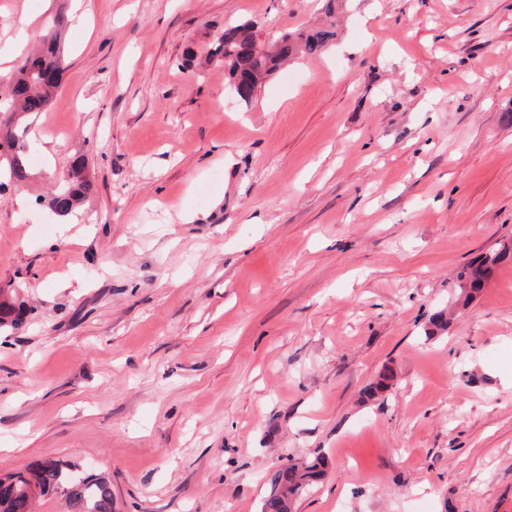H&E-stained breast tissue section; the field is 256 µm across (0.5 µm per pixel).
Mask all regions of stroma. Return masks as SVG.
I'll use <instances>...</instances> for the list:
<instances>
[{"instance_id": "1", "label": "stroma", "mask_w": 512, "mask_h": 512, "mask_svg": "<svg viewBox=\"0 0 512 512\" xmlns=\"http://www.w3.org/2000/svg\"><path fill=\"white\" fill-rule=\"evenodd\" d=\"M324 0H0L69 62L0 189V474L46 459L114 512H512V262L424 336L460 266L512 240V0H341L335 40L245 103L213 53ZM82 158L62 232L40 204ZM390 374L375 399L368 386ZM27 312L25 304L21 301L18 302L12 292L3 294L0 290V332L18 329ZM324 464L321 457L310 460L288 457L271 475V489L261 512H292L297 499L319 482Z\"/></svg>"}]
</instances>
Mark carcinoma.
I'll use <instances>...</instances> for the list:
<instances>
[{
  "label": "carcinoma",
  "instance_id": "carcinoma-1",
  "mask_svg": "<svg viewBox=\"0 0 512 512\" xmlns=\"http://www.w3.org/2000/svg\"><path fill=\"white\" fill-rule=\"evenodd\" d=\"M334 0H327L325 16L329 22L314 31L285 33L271 40L263 49L255 48L257 34L250 23H233L224 28L215 54L224 57V67L236 96L248 102L258 87L269 80L283 64L298 54L318 55L336 36ZM65 19L54 20V30L46 39V47L24 57L10 83V98L0 101V124L10 125L0 140V189L8 184L24 185L29 178L28 128L14 124L16 112L44 111L60 84H43L39 74L48 69L61 73L68 67L60 45L59 34ZM93 183L85 174L84 163L73 161L66 180L61 183L47 207L57 216L73 210L91 191ZM512 258V241H504L477 262L461 268L454 280V303L467 306L474 294L483 288L492 268ZM28 309L12 293L0 291V331L15 330L24 321ZM448 312L439 310L424 329L426 338L448 331ZM324 460L288 458L270 478L271 489L261 512H293L297 499L316 485L323 475ZM63 491L65 512H113L112 483L99 473L75 475L73 466L58 460L40 463L26 472L7 473L0 479V512H34L36 498Z\"/></svg>",
  "mask_w": 512,
  "mask_h": 512
}]
</instances>
